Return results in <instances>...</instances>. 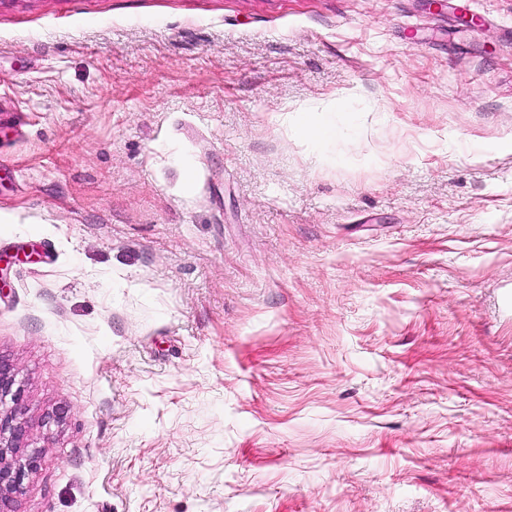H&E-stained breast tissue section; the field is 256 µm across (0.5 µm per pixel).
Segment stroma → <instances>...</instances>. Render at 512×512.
Here are the masks:
<instances>
[{
    "label": "stroma",
    "instance_id": "35a3bbf8",
    "mask_svg": "<svg viewBox=\"0 0 512 512\" xmlns=\"http://www.w3.org/2000/svg\"><path fill=\"white\" fill-rule=\"evenodd\" d=\"M459 2L0 0L16 512H512V0Z\"/></svg>",
    "mask_w": 512,
    "mask_h": 512
}]
</instances>
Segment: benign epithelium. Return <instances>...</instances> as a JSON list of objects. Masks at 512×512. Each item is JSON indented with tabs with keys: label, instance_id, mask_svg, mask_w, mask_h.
Listing matches in <instances>:
<instances>
[{
	"label": "benign epithelium",
	"instance_id": "obj_1",
	"mask_svg": "<svg viewBox=\"0 0 512 512\" xmlns=\"http://www.w3.org/2000/svg\"><path fill=\"white\" fill-rule=\"evenodd\" d=\"M14 384V365L0 358V512H14L15 495L40 464L38 454L25 450L26 406Z\"/></svg>",
	"mask_w": 512,
	"mask_h": 512
}]
</instances>
